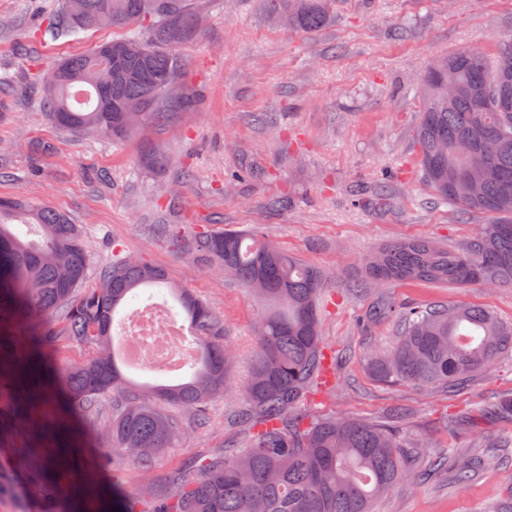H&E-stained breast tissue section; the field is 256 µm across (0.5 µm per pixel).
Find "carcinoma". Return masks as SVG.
<instances>
[{
	"label": "carcinoma",
	"instance_id": "carcinoma-1",
	"mask_svg": "<svg viewBox=\"0 0 512 512\" xmlns=\"http://www.w3.org/2000/svg\"><path fill=\"white\" fill-rule=\"evenodd\" d=\"M267 2L288 27L311 34L335 0ZM200 20L191 0H59L53 38L91 27L126 35L62 57L41 79L46 114L63 128L123 141L191 108L195 95L177 49L199 37ZM419 93L416 141L427 185L439 199L492 222L457 250L434 240L387 244L366 259L367 275L373 282L457 288L512 284V35L499 39L491 58L477 49L438 57ZM19 225L37 239L22 236ZM196 244L266 304L237 414L251 430L249 447L228 444L190 461L168 486L109 504L92 489L73 493L59 480L82 446L74 419L97 416L110 403L103 437L150 467L180 430L161 405L190 409L206 424L208 401L224 393L233 360L224 321L192 290L172 285L163 268L115 249L95 286L84 287L89 275L78 225L46 205L0 199V441L21 438L14 452L29 464L41 512H371L389 485L416 481L394 429L301 410L310 385L331 370L320 336L321 272L257 229L203 231ZM147 287L170 290L197 357L188 381L142 390L122 373L112 327L120 309ZM381 316L401 325L393 348L368 353L369 373L383 382L456 388L512 353V323L484 307L378 302L366 314ZM71 346L96 352L67 368L59 355ZM487 414L512 422V397L454 424L474 428Z\"/></svg>",
	"mask_w": 512,
	"mask_h": 512
}]
</instances>
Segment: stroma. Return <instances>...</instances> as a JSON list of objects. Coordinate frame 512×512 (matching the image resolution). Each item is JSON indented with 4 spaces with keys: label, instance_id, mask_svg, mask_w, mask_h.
I'll return each mask as SVG.
<instances>
[{
    "label": "stroma",
    "instance_id": "stroma-1",
    "mask_svg": "<svg viewBox=\"0 0 512 512\" xmlns=\"http://www.w3.org/2000/svg\"><path fill=\"white\" fill-rule=\"evenodd\" d=\"M57 2L0 0V78L9 82L0 91V198L66 213L83 230L91 271L116 249L165 268L223 317L234 353L233 383L211 400L210 426L194 427L191 412L178 409L186 426L151 469L118 447L112 467L100 469L88 448L73 479L135 497L224 442L248 447V430L231 416L241 405L237 386L249 374L262 307L193 244L206 228L255 226L324 275L321 338L335 374L329 386L312 388L304 411L396 427L406 467L425 475L392 484L372 512H512L511 449L503 464L484 467L468 484L449 476L512 433V423L492 417L469 431L450 423L512 392V355L456 390L381 382L365 356L389 349L399 327L391 319L364 321L380 297L396 305L474 304L512 322V285L386 280L369 289L364 274L365 257L387 243L427 238L457 249L488 223L486 214L436 200L424 182L415 141L419 88L443 53L474 47L493 54L497 37L512 34V0H336L332 19L313 34L279 23L264 0H194L203 33L179 54L197 103L147 130L168 159L158 173L140 166L138 141L72 133L40 107L38 84L61 56L114 36L108 28L52 38L45 28ZM381 188L383 206L376 202ZM0 471L11 476L0 512H32L6 445Z\"/></svg>",
    "mask_w": 512,
    "mask_h": 512
}]
</instances>
